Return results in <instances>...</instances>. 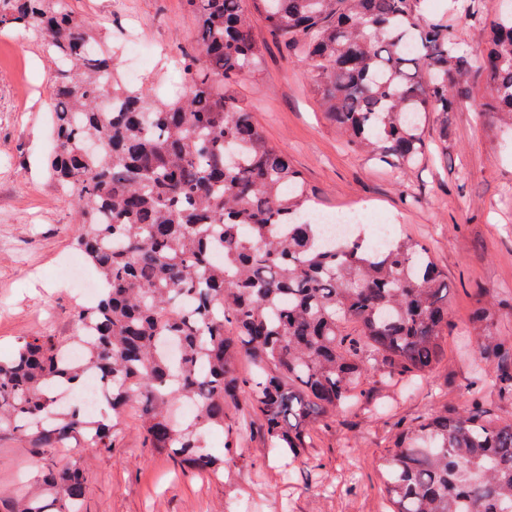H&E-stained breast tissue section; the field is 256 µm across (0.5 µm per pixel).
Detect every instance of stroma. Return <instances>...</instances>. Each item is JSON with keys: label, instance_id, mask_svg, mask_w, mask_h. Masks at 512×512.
I'll use <instances>...</instances> for the list:
<instances>
[{"label": "stroma", "instance_id": "obj_1", "mask_svg": "<svg viewBox=\"0 0 512 512\" xmlns=\"http://www.w3.org/2000/svg\"><path fill=\"white\" fill-rule=\"evenodd\" d=\"M73 0L117 57L122 77L175 94L183 78L173 56L188 47L195 23L184 0ZM418 0L423 20H448L475 55L487 50L493 0ZM263 47L259 72L233 87L267 140L288 153L320 212L357 209L366 223L390 220L397 235L425 244L448 279V353L414 386L367 381L358 406L337 411L311 429V446L296 459L273 454L259 423L244 427L226 456L223 479H211L149 448L137 420L124 418L110 449L56 451L55 467L79 464L89 473L84 512H388L379 461L392 437L422 415L477 396L487 419L512 422V399L476 373L460 335L476 305L475 288L491 302H512V119L486 112L490 85L473 70L448 117V143L427 129L425 159L398 172L347 144L325 115L315 72L254 17ZM142 51L129 54L128 38ZM52 64L39 42L18 29L0 31V354L19 337L74 334L73 306L84 295L58 266L79 258L82 232L69 200L46 171L53 149ZM45 460L25 437L0 435V512L39 480Z\"/></svg>", "mask_w": 512, "mask_h": 512}]
</instances>
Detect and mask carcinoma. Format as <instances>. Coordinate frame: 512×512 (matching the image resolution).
Masks as SVG:
<instances>
[{
    "label": "carcinoma",
    "instance_id": "1",
    "mask_svg": "<svg viewBox=\"0 0 512 512\" xmlns=\"http://www.w3.org/2000/svg\"><path fill=\"white\" fill-rule=\"evenodd\" d=\"M195 19L170 99L127 84L70 0H0V29L34 31L55 66L49 172L70 190L76 246L97 272L96 300L75 308L76 336H27L0 357V432L40 455L74 444L112 447L118 422L58 399L95 372L104 404L134 413L149 447L215 478L225 453L205 428L256 415L270 448L296 457L310 426L355 406L361 385L412 380L447 355L449 288L424 245L360 233L330 245L305 181L231 92L259 69L252 18L263 16L316 72L327 118L349 142L395 166L423 154L473 63L444 22L421 23L414 0H185ZM478 67L493 84L487 112H512V12L496 14ZM464 349L512 399V339L478 293ZM83 350L74 362L65 351ZM246 357L252 369L243 372ZM464 404L398 433L383 457L390 512H512V424ZM191 403L178 427L169 413ZM80 466L49 469L12 512H83Z\"/></svg>",
    "mask_w": 512,
    "mask_h": 512
}]
</instances>
